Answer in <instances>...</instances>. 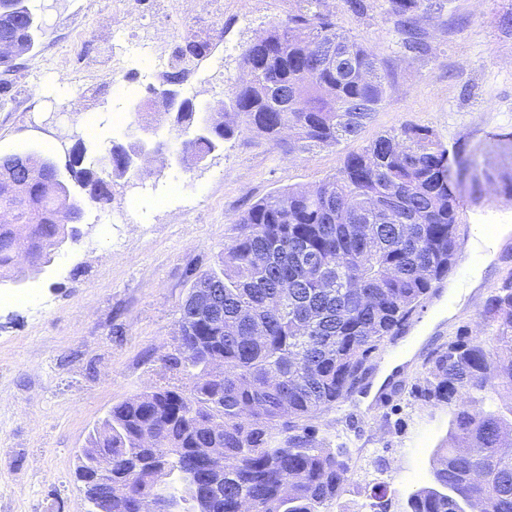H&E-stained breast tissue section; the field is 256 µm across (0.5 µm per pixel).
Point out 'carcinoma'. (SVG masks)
Wrapping results in <instances>:
<instances>
[{
  "label": "carcinoma",
  "instance_id": "1",
  "mask_svg": "<svg viewBox=\"0 0 512 512\" xmlns=\"http://www.w3.org/2000/svg\"><path fill=\"white\" fill-rule=\"evenodd\" d=\"M288 21L259 35L243 54L249 80L224 112H186L170 129L190 168L244 131L276 148H334L356 138L386 98L383 61L303 0ZM387 13L424 49L420 20L445 0H386ZM9 35L30 53L41 30L26 0H0ZM205 52L176 60L163 75L184 80ZM110 165L55 177L48 157L20 197L0 186V281L14 280L18 240L38 273L51 251L77 240L70 216L85 201H111L106 183L131 174L124 152ZM457 173L482 198L478 164ZM448 146L427 126L403 124L357 152L336 175L307 190L288 187L251 205L241 235L224 247L221 272L195 276L181 308V336L164 360L179 384L157 386L112 406L89 435L112 464V499L83 486L89 512H138L162 495L208 512H331L349 480L346 450L329 448L306 421L346 401L371 354L424 303L456 261L459 201ZM262 255L265 263L254 257ZM290 290L281 292L283 282ZM215 293L195 305L197 289ZM485 335L460 330L424 362L414 386L451 410L448 437L432 454V483L413 491L406 512H512V273L478 312ZM150 435L153 448L135 447ZM183 474L159 486L165 469Z\"/></svg>",
  "mask_w": 512,
  "mask_h": 512
}]
</instances>
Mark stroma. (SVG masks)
Returning a JSON list of instances; mask_svg holds the SVG:
<instances>
[{"mask_svg":"<svg viewBox=\"0 0 512 512\" xmlns=\"http://www.w3.org/2000/svg\"><path fill=\"white\" fill-rule=\"evenodd\" d=\"M157 0H28L42 25L36 49L0 71V156L34 152L65 164L76 141L89 153L123 139L112 121L146 96L160 68L151 50L172 51L195 22L182 0L159 15ZM322 0L337 28L375 50L389 72L386 101L357 139L296 152L274 149L245 132L190 170L172 165L124 178L110 204L86 203L80 237L50 254L37 274L19 266L18 284L0 287V512H86L75 477L77 455L110 408L161 384L180 309L194 274L217 271L238 217L284 188H310L336 174L347 153L406 123L430 127L449 149L474 157L483 196L456 182L460 222L470 240L483 225L511 224L512 32L500 25L512 0H447L446 15L421 23L424 51L406 43L384 0ZM300 0H224V39L205 62L206 92L197 107L228 102L246 69L242 55ZM512 273V238L483 273L479 288L435 321L430 299L373 353L380 372L406 339L431 332L382 402L364 404L365 387L336 409L313 417L318 438L350 451V479L333 512H368L385 492L390 512H405L410 493L429 482L434 448L447 437L451 413L413 397L426 356L465 328L480 332L478 311Z\"/></svg>","mask_w":512,"mask_h":512,"instance_id":"stroma-1","label":"stroma"}]
</instances>
